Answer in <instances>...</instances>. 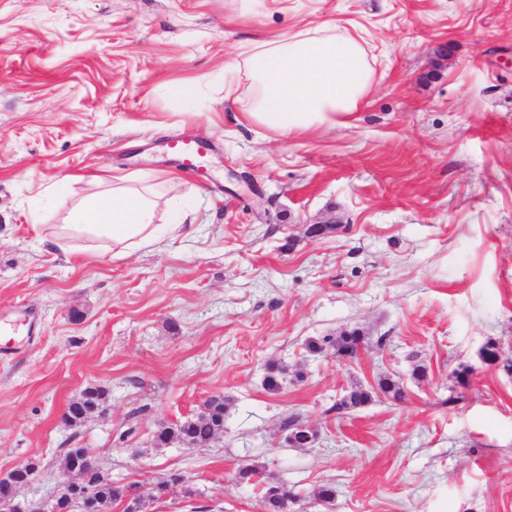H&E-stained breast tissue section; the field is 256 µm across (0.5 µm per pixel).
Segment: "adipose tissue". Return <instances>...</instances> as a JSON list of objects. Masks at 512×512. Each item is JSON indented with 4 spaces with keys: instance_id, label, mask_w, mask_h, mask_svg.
<instances>
[{
    "instance_id": "obj_1",
    "label": "adipose tissue",
    "mask_w": 512,
    "mask_h": 512,
    "mask_svg": "<svg viewBox=\"0 0 512 512\" xmlns=\"http://www.w3.org/2000/svg\"><path fill=\"white\" fill-rule=\"evenodd\" d=\"M249 119L282 134L333 126L363 105L372 85L365 47L353 36L304 29L250 49ZM150 187L116 185L71 213L70 231L111 241L116 254L162 235Z\"/></svg>"
}]
</instances>
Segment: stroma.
<instances>
[{"instance_id":"35a3bbf8","label":"stroma","mask_w":512,"mask_h":512,"mask_svg":"<svg viewBox=\"0 0 512 512\" xmlns=\"http://www.w3.org/2000/svg\"><path fill=\"white\" fill-rule=\"evenodd\" d=\"M308 28L366 48L364 104L303 133L248 121L246 50ZM187 128L212 188L164 150ZM116 175L188 202L184 229L120 258L64 236ZM0 321V472L36 466L23 512L75 447L118 484L168 482L144 512H267L245 466L297 493L288 512H512V0H0ZM352 328L357 359L307 352ZM383 375L402 402L334 411ZM89 387L102 407L67 425ZM214 396L222 434L156 445ZM291 416L313 445L286 442Z\"/></svg>"}]
</instances>
